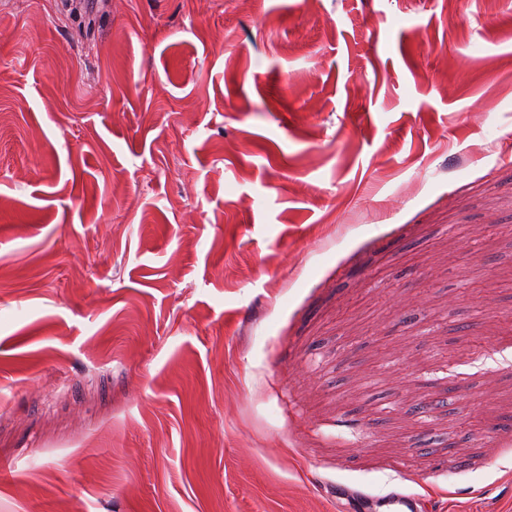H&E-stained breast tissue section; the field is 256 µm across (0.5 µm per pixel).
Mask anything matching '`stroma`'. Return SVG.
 <instances>
[{"instance_id": "35a3bbf8", "label": "stroma", "mask_w": 512, "mask_h": 512, "mask_svg": "<svg viewBox=\"0 0 512 512\" xmlns=\"http://www.w3.org/2000/svg\"><path fill=\"white\" fill-rule=\"evenodd\" d=\"M506 151L512 0H0V512H512ZM353 507L350 512H421L420 499L404 489H394L383 494L347 492Z\"/></svg>"}]
</instances>
